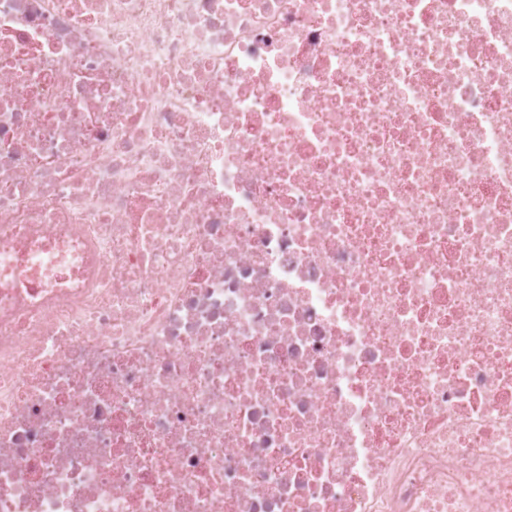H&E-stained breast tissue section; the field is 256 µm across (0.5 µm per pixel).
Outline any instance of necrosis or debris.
<instances>
[{
	"instance_id": "obj_1",
	"label": "necrosis or debris",
	"mask_w": 512,
	"mask_h": 512,
	"mask_svg": "<svg viewBox=\"0 0 512 512\" xmlns=\"http://www.w3.org/2000/svg\"><path fill=\"white\" fill-rule=\"evenodd\" d=\"M0 512H512V0H0Z\"/></svg>"
}]
</instances>
